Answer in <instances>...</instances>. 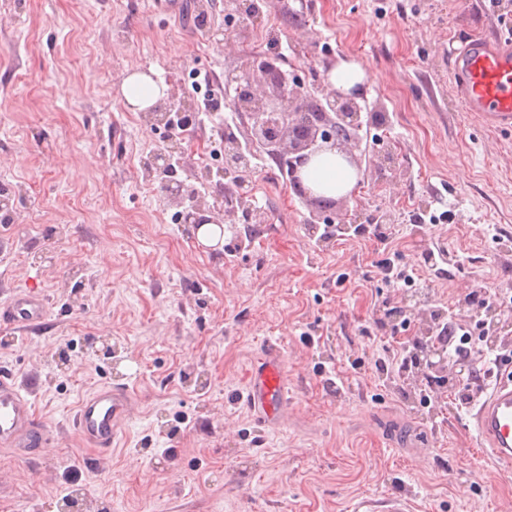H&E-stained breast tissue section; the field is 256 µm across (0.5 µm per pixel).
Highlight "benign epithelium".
<instances>
[{
	"mask_svg": "<svg viewBox=\"0 0 512 512\" xmlns=\"http://www.w3.org/2000/svg\"><path fill=\"white\" fill-rule=\"evenodd\" d=\"M276 66L268 57L246 62V77L239 84L234 98V108L245 113L251 121L252 143L269 148L278 156L289 157V183L316 207L312 222L330 224L327 211L337 204L329 203L303 187L301 171L313 156L326 148L338 149L347 161L359 165V159L348 148L352 137L344 131L359 125L363 96L358 93L343 94L339 91L322 94L326 108L316 121L306 122V107L303 87L299 81L292 83L275 78ZM258 76L273 89V95L261 97L254 93L252 78ZM224 155L229 170L243 177L250 170V163L244 161L238 138L234 135L224 138ZM447 356L439 350H431L421 359L420 365L430 370L446 368Z\"/></svg>",
	"mask_w": 512,
	"mask_h": 512,
	"instance_id": "obj_1",
	"label": "benign epithelium"
}]
</instances>
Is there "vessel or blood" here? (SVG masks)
Here are the masks:
<instances>
[{
  "label": "vessel or blood",
  "mask_w": 512,
  "mask_h": 512,
  "mask_svg": "<svg viewBox=\"0 0 512 512\" xmlns=\"http://www.w3.org/2000/svg\"><path fill=\"white\" fill-rule=\"evenodd\" d=\"M457 92L465 111L498 127L512 126V46L501 40L474 37L450 51ZM46 299L16 291L0 301V324L22 330L40 326L48 316ZM242 401L257 423L278 429L288 410L287 369L276 344L269 343L251 362ZM133 406L126 384H105L76 405L72 423L84 446L97 455L111 454ZM471 427L483 452L501 464H512V376L483 389L470 410ZM50 442L26 385L9 373L0 374V447L23 454L40 452ZM355 512H411L410 501L391 496L381 506L364 501Z\"/></svg>",
  "instance_id": "b4317fda"
}]
</instances>
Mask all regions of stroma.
<instances>
[{"label": "stroma", "mask_w": 512, "mask_h": 512, "mask_svg": "<svg viewBox=\"0 0 512 512\" xmlns=\"http://www.w3.org/2000/svg\"><path fill=\"white\" fill-rule=\"evenodd\" d=\"M0 0V299L27 287L49 303L45 325H0V373L32 383L52 433L41 455L0 449V512H352L360 499L409 497L412 512H512V471L476 451L454 370H379L415 335L401 309L435 311L489 287L512 292V127L469 116L452 88L449 47L501 34L489 0ZM209 17L195 29V15ZM287 42L278 66L316 83L342 60L376 77L365 90L355 153L360 193L339 226L378 221L389 245L308 233L311 207L267 157L213 212L221 186L194 142L131 111V71H157L161 110L194 113L190 74L210 72L232 102L257 26ZM397 171H379V146ZM178 157L159 172L156 153ZM180 184L184 198H168ZM224 222L197 240L181 214ZM433 208L447 222L418 224ZM261 224L248 223L246 212ZM448 253L444 272L425 266ZM417 268L428 296L398 294L378 268L386 251ZM282 350L292 403L283 427H260L240 402L252 356ZM111 345L104 354L103 345ZM129 383L123 446L86 450L77 400ZM424 441L417 455L395 430Z\"/></svg>", "instance_id": "obj_1"}]
</instances>
